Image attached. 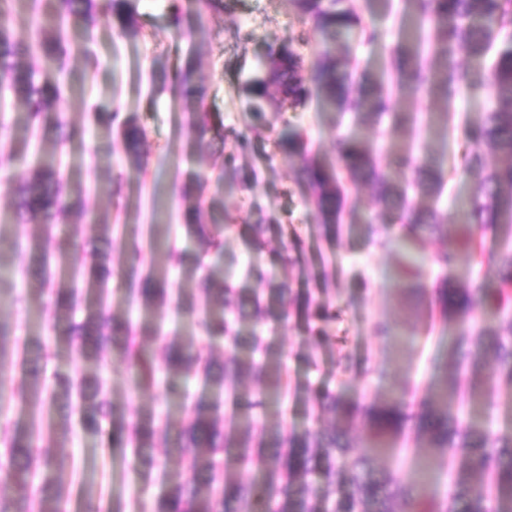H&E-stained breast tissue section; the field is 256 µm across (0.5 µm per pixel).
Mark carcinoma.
Segmentation results:
<instances>
[{"label": "carcinoma", "mask_w": 512, "mask_h": 512, "mask_svg": "<svg viewBox=\"0 0 512 512\" xmlns=\"http://www.w3.org/2000/svg\"><path fill=\"white\" fill-rule=\"evenodd\" d=\"M24 0H0V102L10 104L12 124L25 129L61 127L67 123L69 101L58 75L72 55H86L85 47L62 34L63 25L97 18L127 38L140 33L133 0H45L35 32L22 30L15 19ZM302 18L326 38L320 59L311 73L290 34L270 47L265 59L242 84L246 111L260 118L272 102L280 112L301 110L312 96L321 98L338 118L353 114L356 121H378L389 111L392 92L448 99L484 81V75L460 62L456 49L481 58L503 32L512 29V0H409L413 19L410 36L390 44L391 69L371 80L350 69L338 49L346 46L354 30L369 41L384 40L386 32L364 23L350 0H292ZM36 58L39 67L24 62ZM180 97L190 109L189 126L198 152L209 143L206 135L224 140V121L206 110L188 73L177 72ZM489 84L498 108L483 122L467 124L465 148L453 166L445 154L428 149L421 155L396 156L397 171L379 161L368 141L358 133L337 135V158L324 163L312 157L305 136L281 138L284 156L299 161L304 182L320 217L322 236L336 239L345 224L351 192L369 186L382 211L384 224H366L368 238L382 246L396 242L404 274L415 275L431 238L448 235V216L426 199L439 197L448 176H480L457 225L460 242L437 256L443 268H469L476 257L498 267L495 285L473 288L449 276L437 289L439 319L449 329L448 349L439 377L426 388L417 409L404 411L406 391L392 392L386 403L364 413L367 432L352 447L336 438V427L284 432L280 425L259 427L249 414L237 409L261 408L278 398L283 389L281 364L271 359L263 338H245L234 321L248 317L257 322L296 315L307 330L329 337L330 303L311 293L291 295L284 282L276 283L262 270L251 269L248 278L267 285L263 292L243 294L217 274L224 261V231L212 217L224 207V174L237 168L239 155L251 146L245 132L235 134L234 149L223 155L215 177L219 198L204 196L207 179L197 176L200 194L185 192L184 227L196 242V257L172 247L164 227L151 229L150 268L144 270L140 249L119 268L130 303L144 311L174 305L180 317L210 339H222L230 356L217 359L212 351L164 331L152 320L133 323L112 311L110 283L112 255L98 251L80 253L71 238L52 234L54 226L86 215L85 197L64 196L65 180L56 143H40L37 158L6 154L9 163L27 167L15 184L13 217L3 223H40L44 232L22 244L13 242L18 255L27 256L35 268L37 286L27 288L14 301L28 304L49 300L53 320L40 325L36 335L12 349L0 345V361L9 359L19 368L20 379L12 396L32 407L31 414L9 425L4 442L6 464L0 466V512H59L63 488L51 481L34 485L39 467L52 459L39 452L52 447L54 434L67 435L73 424L86 433L99 431L100 421L112 418V450L131 456L139 483L146 487L163 473L155 453L159 434L165 437V456L177 459L179 481L154 499L153 512H512V430L495 431L487 413L491 398L512 391V258L486 245V233L496 240L512 238V37L502 40L491 65ZM106 130L124 145L122 162L130 169L144 167L145 132L136 118L114 106L107 110ZM493 144L507 155L506 163L488 168L480 148ZM269 218L246 224L242 233L259 248ZM211 258L205 263L204 258ZM178 269L195 282L196 291L218 300L216 310H202L185 291L173 295L169 272ZM96 290L87 304L85 289ZM492 316L497 326L492 367L483 362V336L475 333V311ZM63 342L88 364L89 370L58 374L49 383L41 361L50 344ZM160 355L170 394L179 398L192 378L199 379L210 395L195 397L177 425L159 423L151 410L136 415L112 404L110 388L101 377L102 365L123 370L136 387L156 381L155 355ZM453 391H448V382ZM358 402L343 392L322 391L312 401L311 415L330 413L347 422L358 414ZM412 430L416 469L411 480L398 471L377 472L376 456L396 447L405 429ZM448 465L451 491L440 497L428 490L422 474ZM257 470L255 482L234 476Z\"/></svg>", "instance_id": "1"}]
</instances>
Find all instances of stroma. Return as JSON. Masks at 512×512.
Listing matches in <instances>:
<instances>
[{"instance_id":"obj_1","label":"stroma","mask_w":512,"mask_h":512,"mask_svg":"<svg viewBox=\"0 0 512 512\" xmlns=\"http://www.w3.org/2000/svg\"><path fill=\"white\" fill-rule=\"evenodd\" d=\"M179 4L185 35L172 31L171 6ZM223 12L204 20L202 32H193L192 0H136L142 34L124 38L106 23L92 30L88 48L100 61L89 71L82 59H72L62 88L70 99L66 137L63 141L69 192L106 182L109 175L125 179L124 196L110 202L107 195L87 197L88 214L79 223L65 226L70 236L86 249L97 245L95 220L109 219L126 226L124 236L112 241V261L121 266L133 256L134 243L143 241L149 225H168L171 243L181 249L191 243L180 222L183 188L195 175L212 173L215 158L192 148L184 113L174 111L178 92L169 75L189 70L194 84L203 87L208 111L222 113L225 131L247 132L252 140L248 153L239 156L240 173L256 172L250 189H240L239 175L224 178V221L235 232L224 237V277L239 288L252 287L245 271L256 265L294 292L311 291L332 303L336 318L323 340L308 333L296 319L271 321L259 326L240 324L242 335L263 336L275 359L283 364L286 380L299 386V394H286L260 411L268 424L307 429L306 401L330 389L370 406L382 403L387 393L405 385L423 393L436 371L446 345L440 332L430 331L435 306L430 297L405 289L395 275L394 251L367 242L361 228L367 221L381 222V212L369 187L349 197L355 227L344 228L336 241L319 233V218L309 194L298 184L294 165L283 158L279 141L287 130L302 132L321 160H336V127L332 114L318 98H311L299 112H269L256 119L245 110L240 87L257 58L268 46L289 34H304L299 45L306 64H313L324 48L323 35L295 11L291 0H224ZM359 14L390 34H398L405 20L406 0H355ZM120 104L135 114L147 138L145 169H121L122 148L105 133L82 128L86 112ZM271 216L276 220L261 248L250 247L239 234L241 224H254ZM298 255L301 265L283 266L282 252ZM52 318L50 308L27 304L0 307V322L11 326L5 346L33 333ZM386 322L396 332L415 339L413 347L377 335V323ZM113 401L128 413L155 411L163 420L183 417L181 400L171 398L165 386L134 389L121 370L102 371ZM109 431L91 435L72 428L51 453L55 466L49 478L65 486L63 512H79V489L93 490L123 506L125 512H141L165 490L158 482L139 490L128 459L115 452Z\"/></svg>"}]
</instances>
